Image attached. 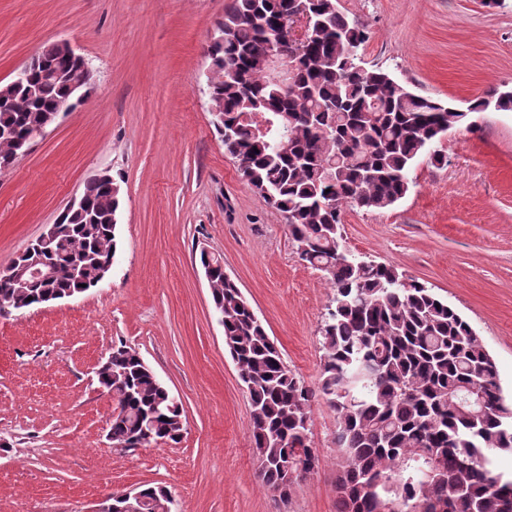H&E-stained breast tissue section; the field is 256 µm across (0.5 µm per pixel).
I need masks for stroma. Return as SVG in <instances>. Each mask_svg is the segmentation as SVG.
I'll use <instances>...</instances> for the list:
<instances>
[{
  "mask_svg": "<svg viewBox=\"0 0 512 512\" xmlns=\"http://www.w3.org/2000/svg\"><path fill=\"white\" fill-rule=\"evenodd\" d=\"M233 0H0V85L53 40L89 62L87 101L0 170V271L94 175L120 184L111 280L0 316V512H86L97 498L166 487L178 512H336L335 411L311 404L320 456L288 503L263 487L251 407L198 260L219 254L285 363L316 386L332 290L299 261L283 215L243 179L209 111L206 54ZM367 25L362 66L466 106L512 82V0H337ZM449 130L448 162L420 157L406 196L345 208L342 242L394 265L458 311L512 401V112ZM135 348L183 409L179 443L134 451L107 437L113 406L96 370Z\"/></svg>",
  "mask_w": 512,
  "mask_h": 512,
  "instance_id": "obj_1",
  "label": "stroma"
}]
</instances>
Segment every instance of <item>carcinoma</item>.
Returning a JSON list of instances; mask_svg holds the SVG:
<instances>
[{
	"label": "carcinoma",
	"mask_w": 512,
	"mask_h": 512,
	"mask_svg": "<svg viewBox=\"0 0 512 512\" xmlns=\"http://www.w3.org/2000/svg\"><path fill=\"white\" fill-rule=\"evenodd\" d=\"M293 0H234L224 14L222 40L210 48L211 96L224 107L231 136L224 150L242 157L240 173L283 214L304 261L321 271L333 296L321 323L323 364L317 387L284 363L280 349L216 257L213 311L251 405V438L262 484L277 495L292 488L289 470L313 473L316 449L307 443L311 402L336 411L337 512H512V478L493 473L491 454L512 453V403L502 395L492 356L448 302L390 264L351 255L339 234L344 208L386 209L409 191L410 169L427 154L446 162L448 127L476 124L472 112L512 111V89L491 87L468 110L414 93L379 67L357 63L367 28L336 0H309L306 46L277 27ZM294 75L284 84L264 64L273 40ZM44 65L4 91L0 130L24 132L41 115L70 103L67 87L44 77L74 62L54 43ZM270 122L266 140L252 115ZM86 207L71 212L50 243H33L0 274V312L29 308L47 296L98 286L97 260L117 251L119 198L100 183L83 189ZM84 275L67 274L74 262ZM37 265L54 271L32 278ZM97 375L120 407L112 445L143 448L157 439L180 441L182 406L140 353L112 348ZM169 491L147 487L137 512H170Z\"/></svg>",
	"instance_id": "obj_1"
}]
</instances>
